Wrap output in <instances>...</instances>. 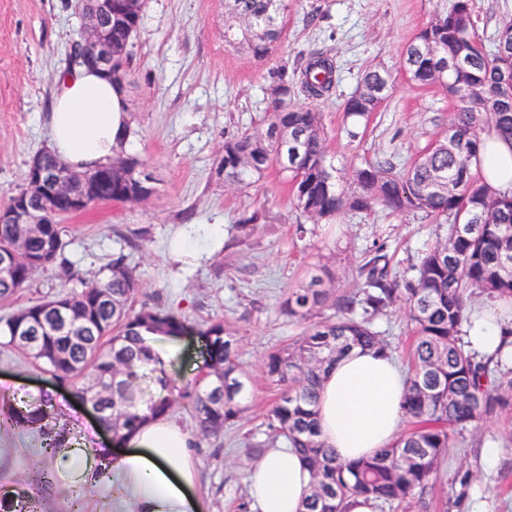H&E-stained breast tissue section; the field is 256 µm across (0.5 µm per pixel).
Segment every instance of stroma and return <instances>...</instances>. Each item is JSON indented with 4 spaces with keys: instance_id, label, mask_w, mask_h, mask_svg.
Listing matches in <instances>:
<instances>
[{
    "instance_id": "stroma-1",
    "label": "stroma",
    "mask_w": 512,
    "mask_h": 512,
    "mask_svg": "<svg viewBox=\"0 0 512 512\" xmlns=\"http://www.w3.org/2000/svg\"><path fill=\"white\" fill-rule=\"evenodd\" d=\"M284 35L264 61L224 47V0H146L128 58L124 95L135 155L153 173L156 191L141 202H103L64 218L63 260L35 272L25 288L0 304V316L61 290H80L97 279L113 254L124 253L140 276V301L177 312L190 331L177 342H156L171 381H186L203 367L200 335L223 319L238 338L239 362L247 377L240 400L244 414L223 438L196 450L201 474L198 495L206 512H241L254 463L246 446L266 438V414L280 391L263 372L262 360L298 336L303 323L289 319L281 302L305 285L314 268L325 269L335 294L360 285L358 268L374 245L386 244L394 269L405 274L444 231L420 212L376 207L345 211L313 223L296 209L292 191L277 169L250 185L228 189L219 173L226 139L260 126L263 90L279 66L297 70L302 53L332 56L340 80L330 97L315 100L327 134L328 157L337 187L353 192L354 170L389 158L407 168L435 140L448 134L458 102L440 86H422L405 75L406 47L441 9L440 0H287ZM474 21L492 44L512 0H473ZM81 31L71 0H0V206L17 193L31 157L47 147L48 112L58 73L72 62L70 47ZM387 70L392 84L369 120L343 112L364 71ZM255 213L266 220L244 234L238 219ZM222 222L224 243L197 266L180 268L168 255L175 232L193 224ZM401 363H408L412 335L406 311L394 305L377 321ZM51 394L59 422L79 441L97 447L109 430L70 388L0 345V399L27 400ZM451 445L425 495L427 512H467L476 489L488 492L489 512H512V419L494 418L449 431ZM495 441L496 466L482 448ZM49 469L30 438L0 427V495L26 489ZM40 512H112V486L55 482Z\"/></svg>"
}]
</instances>
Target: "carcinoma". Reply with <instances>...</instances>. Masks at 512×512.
Segmentation results:
<instances>
[{
    "instance_id": "cac0c4a2",
    "label": "carcinoma",
    "mask_w": 512,
    "mask_h": 512,
    "mask_svg": "<svg viewBox=\"0 0 512 512\" xmlns=\"http://www.w3.org/2000/svg\"><path fill=\"white\" fill-rule=\"evenodd\" d=\"M444 7L406 48L402 68L421 85L433 84L443 72L459 106L448 136L399 172L389 160L369 162L354 171L358 190H336L335 168L328 161L321 115L290 102L295 80L283 66L273 73L270 112L262 130L244 131L224 142L220 169L224 186L239 187L272 167L289 179L296 206L307 217L330 219L344 209L359 212L384 205L395 211H421L449 221L442 240L428 249L414 275L399 288L391 277L384 244L361 266V288L330 299L321 276L288 291L282 311L305 320L331 303L332 316L307 328L301 336L264 362L267 377L282 388L267 414L273 441L298 449L312 482L304 512H346L347 501L362 496L379 512L419 502L441 458L450 447L448 427L460 430L491 417L512 415V367L479 354L464 340L463 323L479 297L512 301V193L490 194L477 166L484 137L496 134L512 144V19L500 23L491 48L476 33L471 0H443ZM224 44L248 42L256 59L269 57L279 44L282 0H224ZM141 16L128 15L112 26V44L127 63L128 48ZM302 87L313 99L329 95L337 83L335 61L322 52L303 56ZM360 83L390 84V74L367 69ZM376 106L352 93L344 103L346 117L366 121ZM148 166L126 153L95 169L72 172L84 183L100 178L101 202H140V175ZM44 223L0 224V255L16 256L0 268V300L24 288L31 275L62 255L61 204L37 201ZM140 292L135 269L126 255L112 258L107 273L78 293H58L0 317L4 345L24 353L52 379L73 387L99 407L100 420L121 438L142 422L141 410L171 413L175 400L162 396L141 407L135 399L139 372L155 363L149 341L176 340L185 331L179 315L133 302ZM402 301L409 309L413 336L406 373L404 409L413 427L374 456L343 463L320 439L315 407L326 370L337 357L361 347L378 353L392 346L375 329V321ZM206 371L177 389L190 402L201 441L216 440L234 425L243 410L239 399L245 374L238 361L237 339L224 322L209 323ZM52 396L33 404L10 405L7 421L35 436L42 448L55 447L67 425L53 423ZM53 486L43 477L32 491H22L24 505L0 500V512H38L37 503Z\"/></svg>"
}]
</instances>
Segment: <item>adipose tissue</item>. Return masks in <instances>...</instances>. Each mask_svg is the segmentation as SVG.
I'll return each mask as SVG.
<instances>
[{
  "label": "adipose tissue",
  "mask_w": 512,
  "mask_h": 512,
  "mask_svg": "<svg viewBox=\"0 0 512 512\" xmlns=\"http://www.w3.org/2000/svg\"><path fill=\"white\" fill-rule=\"evenodd\" d=\"M127 104L103 69L83 65L56 78L48 148L76 170L106 164L129 148ZM478 172L493 192L512 191V146L490 141L482 149ZM472 319L466 339L483 353H501L512 365V302L485 304ZM405 379L396 361L358 348L337 358L329 369L316 407L321 439L340 461L374 455L398 437L404 419ZM124 448L92 450L67 442L52 460L54 473L68 484H92L100 467H109L115 492L112 512H202L196 497L197 459L193 436L165 416L147 418ZM311 476L302 457L286 444L265 449L249 476L251 512H301Z\"/></svg>",
  "instance_id": "adipose-tissue-1"
}]
</instances>
